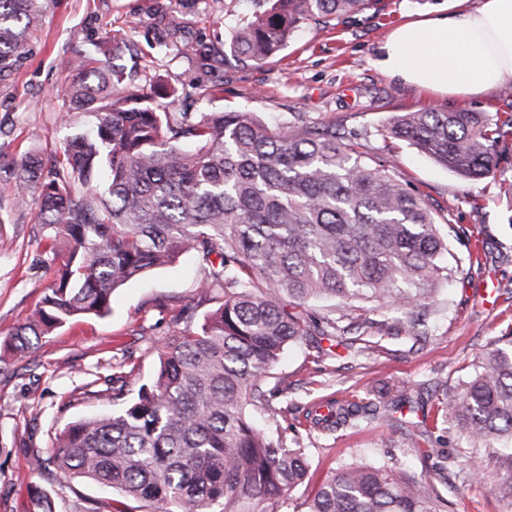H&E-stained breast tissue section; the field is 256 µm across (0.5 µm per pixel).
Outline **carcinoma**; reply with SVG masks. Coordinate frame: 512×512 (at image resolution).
Instances as JSON below:
<instances>
[{"instance_id": "cac0c4a2", "label": "carcinoma", "mask_w": 512, "mask_h": 512, "mask_svg": "<svg viewBox=\"0 0 512 512\" xmlns=\"http://www.w3.org/2000/svg\"><path fill=\"white\" fill-rule=\"evenodd\" d=\"M231 39L243 65L260 66L307 20L350 17L380 0H263ZM45 0H0V77L28 55L29 32ZM119 47L76 53L64 86L66 114L88 128L60 151L15 165L33 186L36 220L64 243L60 268L28 322L11 337L16 350L67 320L110 311L112 294L147 269L186 252L207 264L202 288L224 297L200 327L163 344L153 381L118 412L68 425L37 471L54 467L121 492L149 512H260L285 499L308 474L305 449L256 426L251 407L270 405V370L287 344L306 336L373 349L367 336H397L384 320L352 311L397 307L410 324L436 286L452 277L448 235L428 203L396 176L372 165L361 135L303 118L273 127L247 110L177 114L173 92L142 84ZM506 118L483 112L419 110L395 116L388 137L407 142L463 179L497 169ZM331 299L337 315L308 310ZM448 414L475 444L497 447V469L512 479V351L493 348L474 365ZM390 409L334 401L310 417L327 431ZM35 512H56L34 487ZM433 485L385 467L353 466L325 479L305 512H442Z\"/></svg>"}]
</instances>
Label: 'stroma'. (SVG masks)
Returning a JSON list of instances; mask_svg holds the SVG:
<instances>
[{"label": "stroma", "instance_id": "35a3bbf8", "mask_svg": "<svg viewBox=\"0 0 512 512\" xmlns=\"http://www.w3.org/2000/svg\"><path fill=\"white\" fill-rule=\"evenodd\" d=\"M163 2L183 29L163 44L154 6ZM451 0H381L367 11L330 25L304 24L287 47L263 67L229 56L235 29L252 10L250 0H49L23 64L0 79V160L50 154L84 121L62 119L61 91L68 60L79 51L118 38L126 65L142 78L163 76L177 91L178 112L242 109L273 124L303 116L363 134L373 159L395 172L425 200L463 229L449 237L459 268L422 313L428 336L414 332L382 338L375 350L349 349L307 336L290 344L268 381L280 427H296L309 459V475L288 499L265 512H302L308 495L328 475L350 465L395 467L433 484L448 512H512V495L490 450L473 449L444 405L467 380L478 357L501 336H512V136L499 144L494 174L460 178L384 130L400 112L467 109L495 114L500 90L460 102L411 87L375 66L379 47L403 21L447 11ZM218 47L206 87L194 80L191 55L198 43ZM30 185L0 171V341L26 323L58 266L52 240L34 209L16 210ZM204 265L195 253L120 286L111 311L67 322L22 354L0 352V512H32L29 489L51 493L56 512H71L77 498L121 502L118 492L82 479L62 482L56 472L33 471V455L48 456L52 439L69 423L113 408L104 389L108 367L125 363L133 377L124 400L136 397L159 367V349L178 332L175 315L202 323L215 301L202 291ZM404 400L400 421L364 417L328 432L308 427L307 412L334 400L392 406ZM453 462L442 463L444 454Z\"/></svg>", "mask_w": 512, "mask_h": 512}]
</instances>
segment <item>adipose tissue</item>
<instances>
[{
    "label": "adipose tissue",
    "mask_w": 512,
    "mask_h": 512,
    "mask_svg": "<svg viewBox=\"0 0 512 512\" xmlns=\"http://www.w3.org/2000/svg\"><path fill=\"white\" fill-rule=\"evenodd\" d=\"M462 12L411 20L380 47L377 68L398 82L457 98L512 77V0H479Z\"/></svg>",
    "instance_id": "adipose-tissue-1"
}]
</instances>
